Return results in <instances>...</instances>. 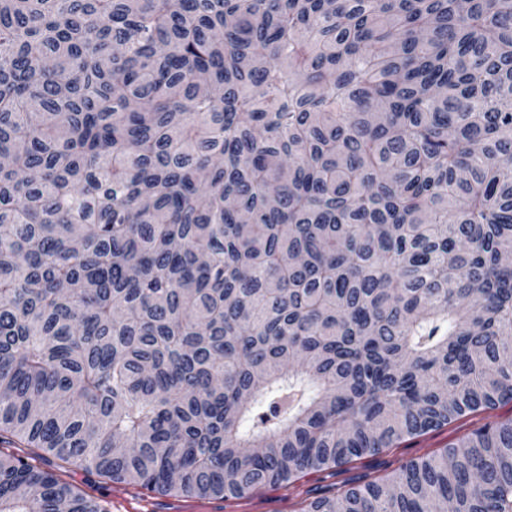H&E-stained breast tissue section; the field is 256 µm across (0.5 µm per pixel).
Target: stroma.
Here are the masks:
<instances>
[{
  "label": "stroma",
  "instance_id": "stroma-1",
  "mask_svg": "<svg viewBox=\"0 0 512 512\" xmlns=\"http://www.w3.org/2000/svg\"><path fill=\"white\" fill-rule=\"evenodd\" d=\"M512 419V402L480 410L442 428L406 439L397 447L364 456L339 470L309 471L298 480L256 489L240 498L161 496L76 471L69 482L88 495L104 500L110 512H301L314 497L336 493L350 479L366 482L391 476L407 460L442 454L444 448L492 421Z\"/></svg>",
  "mask_w": 512,
  "mask_h": 512
}]
</instances>
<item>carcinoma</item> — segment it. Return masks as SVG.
<instances>
[{"mask_svg": "<svg viewBox=\"0 0 512 512\" xmlns=\"http://www.w3.org/2000/svg\"><path fill=\"white\" fill-rule=\"evenodd\" d=\"M510 254L512 0H0V512L512 402ZM302 512H512V419Z\"/></svg>", "mask_w": 512, "mask_h": 512, "instance_id": "obj_1", "label": "carcinoma"}]
</instances>
